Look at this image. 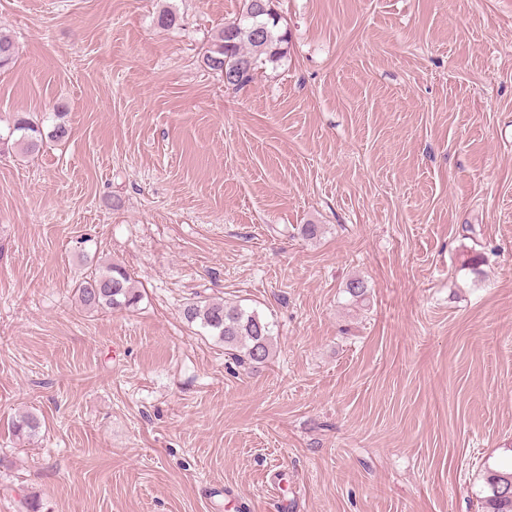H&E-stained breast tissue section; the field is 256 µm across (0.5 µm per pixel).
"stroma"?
<instances>
[{
    "label": "stroma",
    "mask_w": 512,
    "mask_h": 512,
    "mask_svg": "<svg viewBox=\"0 0 512 512\" xmlns=\"http://www.w3.org/2000/svg\"><path fill=\"white\" fill-rule=\"evenodd\" d=\"M240 5L0 0V120L70 129L0 150V512H275L273 478L289 512H479L512 456V0H278L287 54L229 90ZM110 262L134 310L79 303ZM183 317L224 343L239 364H262L273 353L274 325L256 311L224 301L188 302Z\"/></svg>",
    "instance_id": "1"
}]
</instances>
